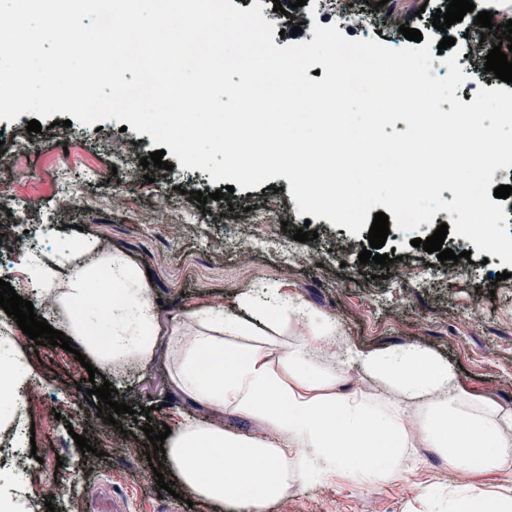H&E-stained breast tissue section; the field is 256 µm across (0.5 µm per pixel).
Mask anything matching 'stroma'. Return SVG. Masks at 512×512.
I'll return each instance as SVG.
<instances>
[{
	"instance_id": "stroma-1",
	"label": "stroma",
	"mask_w": 512,
	"mask_h": 512,
	"mask_svg": "<svg viewBox=\"0 0 512 512\" xmlns=\"http://www.w3.org/2000/svg\"><path fill=\"white\" fill-rule=\"evenodd\" d=\"M450 0H367L383 21L377 42L392 48L406 38L387 25L393 16L429 36L417 17L420 7L445 9ZM34 113L16 120L0 119V235L14 237L28 227L39 249L54 253L61 246L92 239L107 252L120 255L139 272H151L149 286L161 317L176 323L203 303L232 306L243 292L280 288L309 307L336 320L340 336L360 348L388 351L405 345L426 348L447 361L463 388L512 407V277L497 280L507 266L496 255H484L474 243L448 234L444 245L459 254L463 274L448 278L447 265L436 254L412 246V238L431 236L435 224H421L416 234L391 229L383 253H396L388 267L363 265L358 255L368 246L367 231L351 234L328 219L306 222L287 178L227 192L226 181H212L208 172L187 169L165 153L169 169L154 166L114 168L112 149L141 159L158 149L152 137L122 129L119 121L63 127V114L39 120L42 130L27 132ZM224 191L212 200L215 191ZM208 194L199 205L193 192ZM91 200L112 199L110 209L66 211L63 194ZM309 227L317 239L301 243L293 235ZM469 258H462V251ZM403 285H396V278ZM40 382L25 394L21 415L34 427L36 469L16 467L11 450L0 451V483L37 490L36 512H88L98 485L111 487L130 502L132 512H219L212 504L173 498L161 493L145 455L148 439L142 422L177 428L187 416L184 404L167 390L166 368L156 363L143 373L122 378L107 364H98L111 380L119 401L132 406L116 425L89 434L91 451L81 452L75 435L87 434L84 418L97 411L89 374L73 353L57 346H36L12 327ZM52 415H42V408ZM130 431L138 447L127 450L122 431ZM462 475L445 469L441 459L423 449L414 471L397 483L374 487L333 478L297 490L268 512H401L419 482L440 479L456 483Z\"/></svg>"
}]
</instances>
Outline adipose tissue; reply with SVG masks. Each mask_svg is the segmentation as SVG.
Returning a JSON list of instances; mask_svg holds the SVG:
<instances>
[{
	"label": "adipose tissue",
	"mask_w": 512,
	"mask_h": 512,
	"mask_svg": "<svg viewBox=\"0 0 512 512\" xmlns=\"http://www.w3.org/2000/svg\"><path fill=\"white\" fill-rule=\"evenodd\" d=\"M85 260L68 266V248L36 258L29 299L35 308L82 307L65 326L70 338L116 372L168 367V392L208 419H186L165 441V465L180 488L222 512H268L293 490L339 476L353 484L400 480L417 451L431 448L467 482L420 483L401 512H512V408L464 392L446 361L414 345L364 351L345 342L333 317L271 288L237 306L205 303L181 323L160 318L138 270L82 242ZM109 274L111 288L100 287ZM107 325L109 341L97 331ZM360 370L371 392L349 390ZM37 380L22 349L0 338V423L16 413ZM251 422L225 430L224 418ZM494 474L493 486L475 482Z\"/></svg>",
	"instance_id": "adipose-tissue-1"
}]
</instances>
